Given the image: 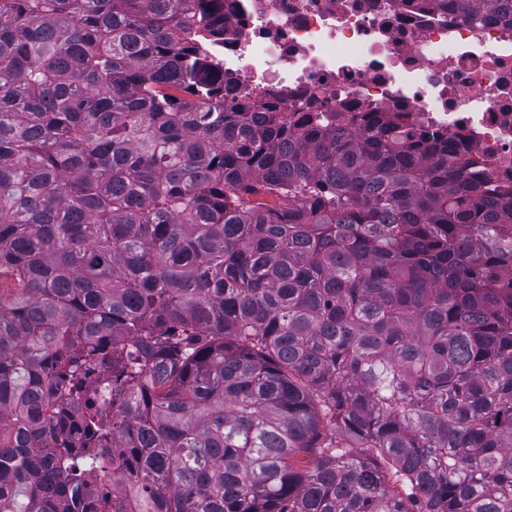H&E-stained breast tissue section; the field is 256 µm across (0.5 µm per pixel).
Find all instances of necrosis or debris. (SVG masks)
Returning <instances> with one entry per match:
<instances>
[{
    "label": "necrosis or debris",
    "instance_id": "1",
    "mask_svg": "<svg viewBox=\"0 0 512 512\" xmlns=\"http://www.w3.org/2000/svg\"><path fill=\"white\" fill-rule=\"evenodd\" d=\"M228 100L398 117L447 136L466 175L512 189V23L427 0H224Z\"/></svg>",
    "mask_w": 512,
    "mask_h": 512
}]
</instances>
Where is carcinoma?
Instances as JSON below:
<instances>
[{"label":"carcinoma","instance_id":"cac0c4a2","mask_svg":"<svg viewBox=\"0 0 512 512\" xmlns=\"http://www.w3.org/2000/svg\"><path fill=\"white\" fill-rule=\"evenodd\" d=\"M222 39L224 0H0V512H512V192L225 105Z\"/></svg>","mask_w":512,"mask_h":512}]
</instances>
